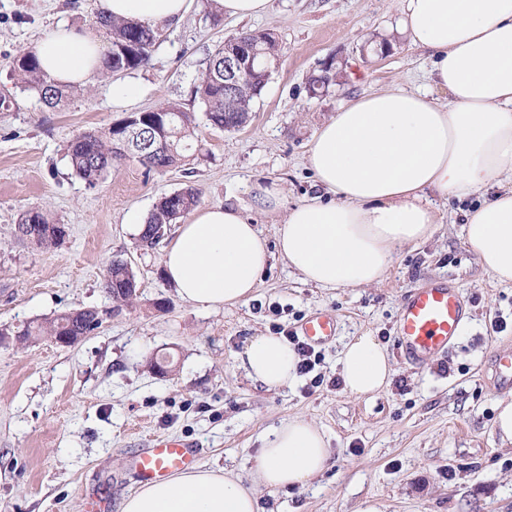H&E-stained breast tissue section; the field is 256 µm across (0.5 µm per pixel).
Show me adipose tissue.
<instances>
[{
  "instance_id": "ef3b65f1",
  "label": "adipose tissue",
  "mask_w": 512,
  "mask_h": 512,
  "mask_svg": "<svg viewBox=\"0 0 512 512\" xmlns=\"http://www.w3.org/2000/svg\"><path fill=\"white\" fill-rule=\"evenodd\" d=\"M191 0H98L115 19L160 27ZM398 30L431 57L441 104L402 89L359 97L316 131L307 154L321 195L283 210L277 247L315 286L363 288L384 279L396 251L428 239L429 195L483 201L467 213L466 241L480 266L512 283V0H400ZM55 82L89 86L104 46L96 34L58 26L35 45ZM271 253L249 217L232 205L196 211L162 258L164 278L184 300L207 308L247 302ZM235 359L269 389L297 379L298 357L279 336L255 337ZM351 395L380 391L393 373L369 335L339 359ZM326 433L296 416L262 440L259 485L305 486L330 466ZM120 512H263L255 489L228 472L193 470L143 484Z\"/></svg>"
}]
</instances>
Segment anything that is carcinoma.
<instances>
[{
  "instance_id": "cac0c4a2",
  "label": "carcinoma",
  "mask_w": 512,
  "mask_h": 512,
  "mask_svg": "<svg viewBox=\"0 0 512 512\" xmlns=\"http://www.w3.org/2000/svg\"><path fill=\"white\" fill-rule=\"evenodd\" d=\"M95 23L106 31L109 48L102 61L103 72L114 74L134 71L144 66L151 52L161 41V31L136 20H116L99 12ZM248 50L252 53L251 71L236 83V93H224V56ZM282 57L277 37L270 31H247L229 38L218 45L209 63L194 87V98L204 107L207 125L222 131H235L246 126L250 120L251 104L269 81L271 73L279 66ZM14 70L21 87L35 92L49 108H57L69 98L82 93L74 85L61 86L48 77L33 51H23L14 59ZM336 60L322 69V73L308 81L310 96L327 88L336 79ZM158 110L165 113L164 125L157 126L156 114L146 112L140 123L143 129L141 164L146 173L164 172L170 168L186 166L201 150L197 135L198 124L194 113L185 110L177 102H168ZM118 125L104 133L92 131L76 135L69 144L68 157L73 172L88 186H96L112 169L115 161L127 156L122 146ZM199 204V194L187 186L163 196L143 224L139 233V246L145 250L155 248L165 236L168 227ZM27 224L37 225L38 234L30 242L41 248L57 245L66 235L65 226L55 223L41 210L31 209L21 214L16 232L25 239L23 229ZM104 292L115 306L104 309L90 308L65 310L50 321L35 327L27 324L15 332L19 340L26 342L32 336L46 334L59 340L66 336L75 344L98 329L105 317L116 307L130 305L137 297L135 273L123 260L112 261L104 275Z\"/></svg>"
}]
</instances>
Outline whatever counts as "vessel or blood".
<instances>
[{"instance_id": "b4317fda", "label": "vessel or blood", "mask_w": 512, "mask_h": 512, "mask_svg": "<svg viewBox=\"0 0 512 512\" xmlns=\"http://www.w3.org/2000/svg\"><path fill=\"white\" fill-rule=\"evenodd\" d=\"M468 315V302L462 291L445 280L429 279L409 291L396 324L398 342L410 363L421 365L447 353L461 334ZM303 340L322 345L337 332L335 317L317 312L307 317L298 328ZM198 456L192 444L179 438L153 439L149 448L132 459L141 482L166 478L173 472L196 465Z\"/></svg>"}]
</instances>
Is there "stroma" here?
Wrapping results in <instances>:
<instances>
[{"label":"stroma","mask_w":512,"mask_h":512,"mask_svg":"<svg viewBox=\"0 0 512 512\" xmlns=\"http://www.w3.org/2000/svg\"><path fill=\"white\" fill-rule=\"evenodd\" d=\"M97 10V0H0V96L10 102L0 111V329L108 307L103 278L113 258L127 260L137 280L133 304L74 345L50 336L0 344V512H85L93 497L119 512L140 486L132 457L164 435L191 442L201 468L248 484L263 437L295 415L326 432L334 465L302 488L260 489L265 512H362L369 501L381 512H512V447H502L494 426L508 394L490 370L495 353L512 351V284L482 270L464 238L463 213L478 197L436 200L431 237L398 249L371 288L305 282L276 252L279 214L253 204L258 184L281 187L287 208L318 193L309 147L354 98L425 88L445 100L427 77V51L397 31L399 0H270L265 15L241 22L192 0L131 72L135 100L113 104L114 78L101 73L87 94L48 109L21 89L13 61L57 25L93 28ZM253 30L276 34L281 63L245 127L211 128L192 89L216 44ZM381 38L391 42L382 56L374 50ZM332 54L346 75L309 97L308 77ZM170 101L196 115L204 149L194 164L149 175L127 158L93 188L75 176L67 157L74 135ZM188 186L201 206L241 208L264 235L272 257L247 303L215 311L183 300L162 275L164 246L139 247L158 200ZM32 208L66 225L55 248L17 239L18 219ZM440 277L463 291L470 318L448 354L415 366L398 350L397 314L411 288ZM317 312L339 323L320 347V387L305 375L268 390L238 368L236 353L254 337L297 329ZM364 334L388 351L394 380L357 397L338 360Z\"/></svg>","instance_id":"stroma-1"}]
</instances>
